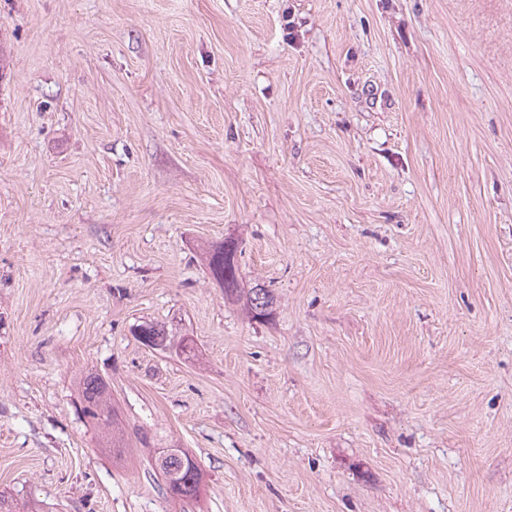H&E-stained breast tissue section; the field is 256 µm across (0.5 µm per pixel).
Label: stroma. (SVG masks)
I'll return each mask as SVG.
<instances>
[{
  "label": "stroma",
  "mask_w": 512,
  "mask_h": 512,
  "mask_svg": "<svg viewBox=\"0 0 512 512\" xmlns=\"http://www.w3.org/2000/svg\"><path fill=\"white\" fill-rule=\"evenodd\" d=\"M236 239L250 320L201 248ZM192 337L187 360L136 325ZM130 433L99 448L75 381ZM196 459L167 497L149 449ZM512 512V0H0V495ZM79 411L81 416L95 429L102 448H112L113 454H121L127 441L121 430L115 428L118 420L112 407V391L109 383L100 375L87 372L79 381Z\"/></svg>",
  "instance_id": "stroma-1"
}]
</instances>
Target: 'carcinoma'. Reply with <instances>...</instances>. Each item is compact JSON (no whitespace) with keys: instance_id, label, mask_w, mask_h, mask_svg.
<instances>
[{"instance_id":"obj_1","label":"carcinoma","mask_w":512,"mask_h":512,"mask_svg":"<svg viewBox=\"0 0 512 512\" xmlns=\"http://www.w3.org/2000/svg\"><path fill=\"white\" fill-rule=\"evenodd\" d=\"M205 266L216 284L224 291V299L243 303L244 309L254 320L263 322L272 317L276 311L274 292L256 284L250 288L241 287L239 266L237 261V245L226 247V244L208 246ZM134 336L144 346L153 350L175 351L178 355L192 357L196 355L197 345L194 340L176 337L166 326L153 322H144L136 326ZM79 407L77 411L95 429L102 447L112 449L119 454L127 447L122 431L115 428L117 415L112 407V391L109 383L100 375L87 372L79 381ZM149 468L154 475L167 481L168 476L177 477L179 492L170 497L179 501H194L200 492V470L196 463L189 462L186 453L171 454L165 458L155 455L149 461Z\"/></svg>"}]
</instances>
